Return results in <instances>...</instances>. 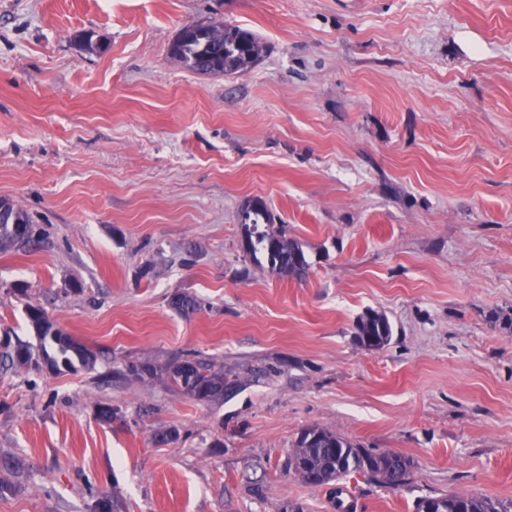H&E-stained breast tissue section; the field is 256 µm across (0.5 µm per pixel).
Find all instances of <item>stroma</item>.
Listing matches in <instances>:
<instances>
[{
  "instance_id": "obj_1",
  "label": "stroma",
  "mask_w": 512,
  "mask_h": 512,
  "mask_svg": "<svg viewBox=\"0 0 512 512\" xmlns=\"http://www.w3.org/2000/svg\"><path fill=\"white\" fill-rule=\"evenodd\" d=\"M214 20L267 44L254 71L170 60ZM0 197L40 231L0 254V329L39 346L38 306L97 356L0 372V512L512 500V0H0ZM252 199L306 278L252 259ZM370 311L380 350L355 339ZM189 352L229 372L223 402L112 375ZM313 425L415 466L304 485ZM359 344L366 349H380L387 345L392 336L388 318L378 312L366 313L356 324Z\"/></svg>"
}]
</instances>
